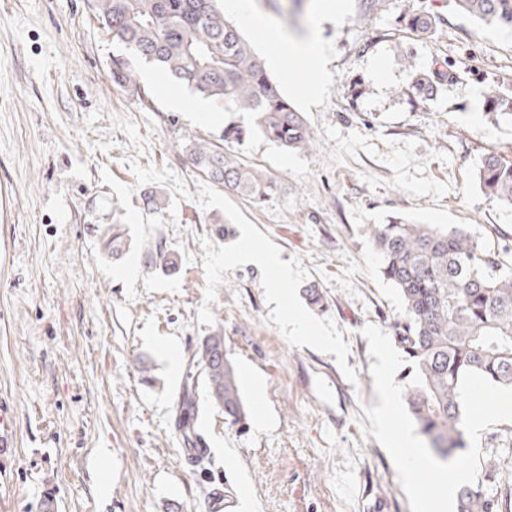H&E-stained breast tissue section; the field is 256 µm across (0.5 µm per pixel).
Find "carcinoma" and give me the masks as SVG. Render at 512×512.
Here are the masks:
<instances>
[{"label":"carcinoma","mask_w":512,"mask_h":512,"mask_svg":"<svg viewBox=\"0 0 512 512\" xmlns=\"http://www.w3.org/2000/svg\"><path fill=\"white\" fill-rule=\"evenodd\" d=\"M459 10L501 29H512V0H456ZM90 9L112 43L153 62L200 94L224 103L226 112H247L250 121H230L224 141L243 144L260 134L281 148L306 151L314 139L304 116L273 85L262 62L237 26L224 15L223 0H91ZM410 30L430 36L436 21L412 12ZM412 89L425 99L445 75L416 71ZM112 83L146 104L130 59L112 56ZM490 119H512V95L497 84L486 90ZM187 157L215 184L262 203L274 188L272 177L229 156L218 144L196 143ZM479 186L494 201L512 205V156H483ZM380 272L400 294L402 319L394 341L411 364L405 376L406 400L419 433L433 455L447 462L466 448L458 384L477 370L496 384L512 386V256L486 247L457 227L434 228L394 218L370 225ZM112 256L125 247L122 225L103 241ZM204 374L208 403L234 423L245 418L237 372L224 353V336L204 337L193 354ZM195 392L179 400V428L193 429ZM456 512H498L479 488L464 486Z\"/></svg>","instance_id":"cac0c4a2"}]
</instances>
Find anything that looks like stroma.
<instances>
[{
    "label": "stroma",
    "instance_id": "35a3bbf8",
    "mask_svg": "<svg viewBox=\"0 0 512 512\" xmlns=\"http://www.w3.org/2000/svg\"><path fill=\"white\" fill-rule=\"evenodd\" d=\"M252 2L267 29L225 15L261 61L276 52L271 28L325 45L297 84L267 69L312 147L291 152L259 135L225 147L274 177L260 204L186 157L247 113L138 60L152 98L143 107L113 86V45L87 0H0V401L17 417L15 446L0 456V512H40L48 485L63 512H171L177 500L212 512L217 488L223 512H410L365 414L378 398L363 329L391 331L403 315L369 227L398 216L512 250V206L477 184L485 154L512 155V121H491L485 104L490 83L512 88V31L456 0H386L370 16L361 0L338 14L321 0ZM408 10L437 19L433 35L406 29ZM409 54L418 70L445 73L432 99L408 95ZM147 193L161 209L144 205ZM107 224L128 230L117 262L100 250ZM156 242L176 267L148 261ZM235 250L288 266L280 299L272 270L225 264ZM311 285L323 307L308 301ZM298 317L310 338L295 335ZM216 332L241 380L242 427L209 406L192 361ZM188 384L208 450L197 462L176 422ZM480 448L475 485L512 512V422L486 427Z\"/></svg>",
    "mask_w": 512,
    "mask_h": 512
}]
</instances>
